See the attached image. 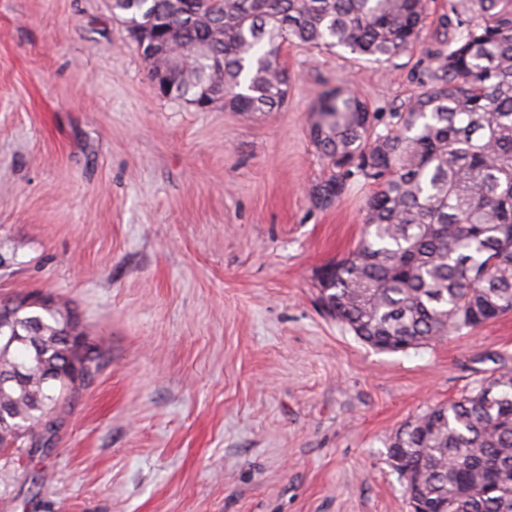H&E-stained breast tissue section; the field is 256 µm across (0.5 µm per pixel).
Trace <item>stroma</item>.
I'll return each mask as SVG.
<instances>
[{
  "label": "stroma",
  "instance_id": "35a3bbf8",
  "mask_svg": "<svg viewBox=\"0 0 512 512\" xmlns=\"http://www.w3.org/2000/svg\"><path fill=\"white\" fill-rule=\"evenodd\" d=\"M447 12L385 65L285 47L286 104L247 114L161 94L108 0H0V297L101 351L49 452L0 448V512H410L390 438L512 370V312L403 352L330 318L368 189L310 202L307 126L336 88L422 91Z\"/></svg>",
  "mask_w": 512,
  "mask_h": 512
}]
</instances>
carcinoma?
Masks as SVG:
<instances>
[{"label": "carcinoma", "instance_id": "carcinoma-1", "mask_svg": "<svg viewBox=\"0 0 512 512\" xmlns=\"http://www.w3.org/2000/svg\"><path fill=\"white\" fill-rule=\"evenodd\" d=\"M124 30L155 32L141 48L164 94L200 110L272 112L291 76L284 45L343 48L388 63L420 41L430 0H112ZM445 48L427 89L378 115L351 89L320 95L308 135L326 162L310 189L328 207L353 181L370 186L365 227L346 258L317 274L320 304L366 345L398 352L512 312V0H448ZM13 312L0 341V448L46 441L68 390L100 354L64 343L76 323L54 300H0ZM387 454L417 485L415 512H512V372L438 405Z\"/></svg>", "mask_w": 512, "mask_h": 512}]
</instances>
